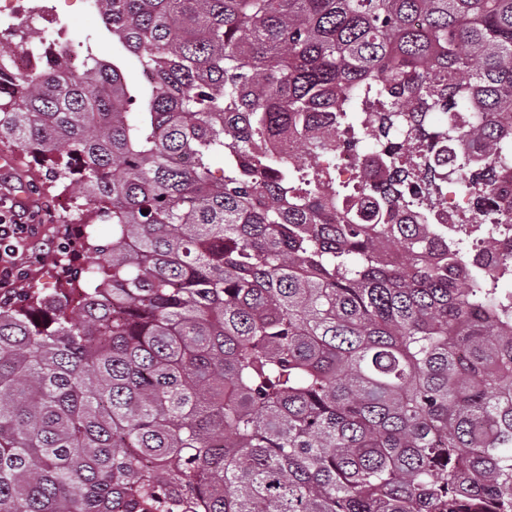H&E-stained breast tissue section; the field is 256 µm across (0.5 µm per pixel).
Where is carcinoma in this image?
<instances>
[{"instance_id":"cac0c4a2","label":"carcinoma","mask_w":512,"mask_h":512,"mask_svg":"<svg viewBox=\"0 0 512 512\" xmlns=\"http://www.w3.org/2000/svg\"><path fill=\"white\" fill-rule=\"evenodd\" d=\"M99 17L112 59L0 90V138L112 224L108 262L0 298V512H512V265L394 223L444 143L475 223L512 198V0ZM365 159L366 157H362L360 152L349 147L345 140L340 139L339 148L336 151V175L340 177L346 175L350 180L355 179L360 174Z\"/></svg>"}]
</instances>
